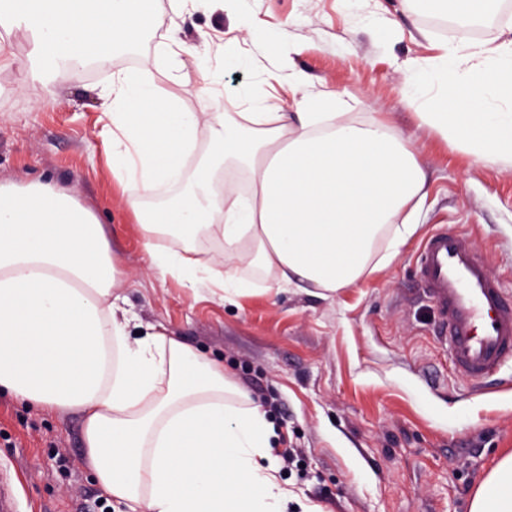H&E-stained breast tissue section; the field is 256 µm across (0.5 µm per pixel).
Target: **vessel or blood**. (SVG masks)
<instances>
[{
    "instance_id": "obj_1",
    "label": "vessel or blood",
    "mask_w": 512,
    "mask_h": 512,
    "mask_svg": "<svg viewBox=\"0 0 512 512\" xmlns=\"http://www.w3.org/2000/svg\"><path fill=\"white\" fill-rule=\"evenodd\" d=\"M420 286L442 316L458 371L486 379L512 359V300H507L489 262L458 233L439 229L423 242Z\"/></svg>"
}]
</instances>
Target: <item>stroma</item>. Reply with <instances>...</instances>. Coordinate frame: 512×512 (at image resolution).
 <instances>
[{"label":"stroma","instance_id":"stroma-1","mask_svg":"<svg viewBox=\"0 0 512 512\" xmlns=\"http://www.w3.org/2000/svg\"><path fill=\"white\" fill-rule=\"evenodd\" d=\"M436 10L434 0L408 10L400 0H235L229 11L193 0L178 11L156 0L140 44L81 81L57 73L44 85L28 70V41L0 45L17 59L0 71V182H49L96 213L125 267L119 293L129 315L223 358L273 420L278 453L296 452L282 476L318 512H468L481 479L512 449V362L481 383L461 376L416 271L425 237L448 228L487 257L512 297V169L474 162L420 127L403 92L404 65L440 45H496L512 28V0L473 28L438 27ZM246 20L257 35L228 59L223 44ZM174 28L200 47L202 64L175 76L161 63L155 82L177 88L192 111H249L262 73L280 64L269 40L287 31L303 46L293 66L343 93L354 119H380L412 139L428 196L415 235L389 264L327 295L277 289L272 274L248 265L238 275L252 291L227 297L145 272L141 233L106 164L99 90L132 62L160 58ZM205 69L219 74V96L201 92ZM83 448L81 413L0 394V471L15 481L21 512H102Z\"/></svg>","mask_w":512,"mask_h":512}]
</instances>
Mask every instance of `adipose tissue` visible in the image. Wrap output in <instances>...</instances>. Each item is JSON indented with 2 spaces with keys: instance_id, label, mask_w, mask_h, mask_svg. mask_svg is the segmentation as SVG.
<instances>
[{
  "instance_id": "1",
  "label": "adipose tissue",
  "mask_w": 512,
  "mask_h": 512,
  "mask_svg": "<svg viewBox=\"0 0 512 512\" xmlns=\"http://www.w3.org/2000/svg\"><path fill=\"white\" fill-rule=\"evenodd\" d=\"M152 0H0V39L36 43L39 69L80 78L86 59L140 41ZM157 60L101 90L107 160L143 238L148 270L185 287L242 291L240 263L280 286L350 288L417 231L427 192L419 155L380 120L339 112L340 96L303 71L274 70L290 104L199 117L154 83ZM426 126L475 161L512 166V33L466 54L442 48L411 62L404 87ZM207 123L211 158L192 187L148 211ZM247 176L223 186L220 162ZM210 257L198 255L201 241ZM123 272L95 213L54 184L0 183V392L83 416L85 459L125 512H316L280 477L275 429L220 359L154 326L132 335L119 304ZM469 512H512V452L502 454Z\"/></svg>"
}]
</instances>
